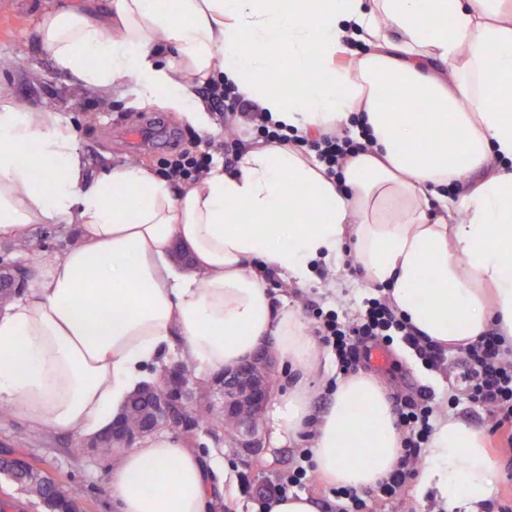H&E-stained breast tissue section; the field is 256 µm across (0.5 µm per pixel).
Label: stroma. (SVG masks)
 Here are the masks:
<instances>
[{
	"label": "stroma",
	"mask_w": 512,
	"mask_h": 512,
	"mask_svg": "<svg viewBox=\"0 0 512 512\" xmlns=\"http://www.w3.org/2000/svg\"><path fill=\"white\" fill-rule=\"evenodd\" d=\"M84 0H0V97L33 109L59 113L76 135L90 172L133 161L153 168L174 150L188 148L223 155L224 129L234 138H254L252 124L241 120L227 123L222 113L211 112L218 133L201 137L197 127L175 112L158 106L143 107L130 85L113 87L104 93L79 87L74 78L61 70L40 44L35 26L42 12L49 9L82 7ZM76 241L74 228L65 224L38 226L29 240L31 252L43 258L63 253ZM351 247H344L335 265L319 269L314 280L300 287L287 277L272 274L266 287L275 305L298 311L305 323H312L314 304L335 309L340 317H355L370 288L357 264L352 263ZM384 365L367 361L360 371L376 375L385 385L390 400H397L419 386L431 388L439 413L452 416L488 431L491 422L486 410L460 402L452 407L448 397L457 386L451 368L427 370L401 344L386 353ZM272 418H265L263 437L269 445L255 457L240 456L223 440L199 435L203 451H216L221 464L234 481L224 487V501L215 512H256L258 491L268 488L288 470L298 449L311 445L309 436H275ZM77 434L34 431L27 425L0 415V457L24 456L37 460L59 482L81 486L87 512H115L107 475L112 460L93 452H77Z\"/></svg>",
	"instance_id": "stroma-1"
}]
</instances>
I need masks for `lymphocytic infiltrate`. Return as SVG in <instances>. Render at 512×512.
Wrapping results in <instances>:
<instances>
[{"label": "lymphocytic infiltrate", "mask_w": 512, "mask_h": 512, "mask_svg": "<svg viewBox=\"0 0 512 512\" xmlns=\"http://www.w3.org/2000/svg\"><path fill=\"white\" fill-rule=\"evenodd\" d=\"M205 92L216 110L238 112L256 121L264 143L282 146L308 143L304 138L283 134L257 106L245 102L231 85L215 81L206 86ZM308 144L328 175L333 177L341 176L347 158L366 149L365 144L333 132L322 134ZM364 306V314L348 324L339 322L334 311L326 312L320 308L314 311L317 334L333 349L343 374L357 371L362 356L368 353L366 344L371 340L387 347L394 340H401L424 366L432 369L444 364L446 355H454L458 359L457 377L467 400L486 409L493 430L505 431L507 444L512 447V350L508 349L501 334L488 331L478 341L459 346L449 353L406 322L388 296L366 299ZM434 401L432 390L423 388L395 406L397 425L403 431L401 454L395 470L388 479L372 488L366 498L347 488L335 489L334 495L341 503L340 512H365L371 498L385 502L397 499L413 476L418 459L432 436L430 419L435 412Z\"/></svg>", "instance_id": "f902f5d3"}]
</instances>
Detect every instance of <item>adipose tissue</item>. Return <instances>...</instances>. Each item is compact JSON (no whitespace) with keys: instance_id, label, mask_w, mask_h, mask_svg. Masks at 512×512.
<instances>
[{"instance_id":"obj_1","label":"adipose tissue","mask_w":512,"mask_h":512,"mask_svg":"<svg viewBox=\"0 0 512 512\" xmlns=\"http://www.w3.org/2000/svg\"><path fill=\"white\" fill-rule=\"evenodd\" d=\"M37 33L83 86L133 84L207 132L190 88L216 76L296 135L345 132L368 148L338 180L314 155L257 144L234 172L217 160L177 190L140 164L88 173L59 113L0 101V240L40 224L79 231L0 305V407L93 438L170 357L216 373L267 342L298 373L279 417L289 435L312 432L315 474L359 491L387 478L403 435L384 387L338 378L313 415L321 349L263 273L307 281L349 243L368 283L440 346L493 324L512 340V0H111L102 17L46 11ZM351 39L370 50L347 63ZM176 243L189 267L172 260ZM498 469L482 432L445 416L422 487L445 512H484ZM228 480L171 431L108 473L117 512H211Z\"/></svg>"}]
</instances>
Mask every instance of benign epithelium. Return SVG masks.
<instances>
[{
  "label": "benign epithelium",
  "instance_id": "benign-epithelium-1",
  "mask_svg": "<svg viewBox=\"0 0 512 512\" xmlns=\"http://www.w3.org/2000/svg\"><path fill=\"white\" fill-rule=\"evenodd\" d=\"M27 274L22 262L4 267L0 288L27 282ZM272 376L269 351L262 346L237 365L215 373L206 383L208 399L202 405L197 381L186 375L183 364L175 363L164 368L155 382L135 390L112 419V431L106 437L120 451L157 431L182 434L190 427V417L203 407L210 414L219 412L221 424L231 431L229 447L257 454L264 448L260 425L274 394ZM134 418L140 422L136 429L129 425Z\"/></svg>",
  "mask_w": 512,
  "mask_h": 512
}]
</instances>
